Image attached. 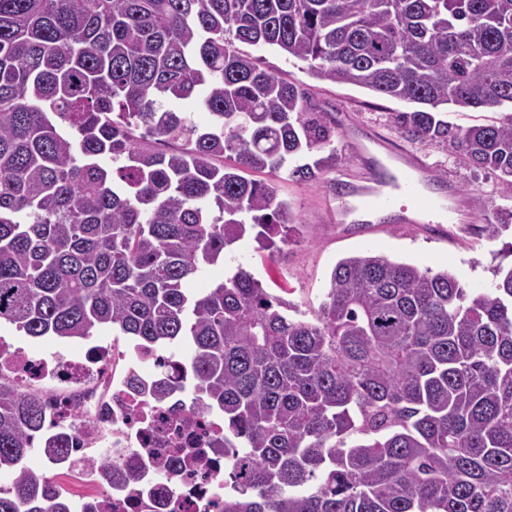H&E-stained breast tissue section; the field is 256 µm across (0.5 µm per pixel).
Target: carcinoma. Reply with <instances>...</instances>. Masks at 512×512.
<instances>
[{"mask_svg": "<svg viewBox=\"0 0 512 512\" xmlns=\"http://www.w3.org/2000/svg\"><path fill=\"white\" fill-rule=\"evenodd\" d=\"M239 43L417 105L392 114L401 135L512 198V114L440 118L512 108V0H0V324L187 344L195 402L224 415L223 512H512V266L476 292L355 254L307 313L243 267L188 288L247 237L289 243L291 205L247 174L336 162L335 120ZM200 86L205 132L164 107ZM509 229L506 207L479 231ZM44 413L0 381V512H74L42 467L69 437L32 462ZM507 112H510V107L477 111L448 108V110H444L441 116L454 127L466 128L474 125H486L493 123L494 121H500Z\"/></svg>", "mask_w": 512, "mask_h": 512, "instance_id": "cac0c4a2", "label": "carcinoma"}]
</instances>
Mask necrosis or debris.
<instances>
[{
	"mask_svg": "<svg viewBox=\"0 0 512 512\" xmlns=\"http://www.w3.org/2000/svg\"><path fill=\"white\" fill-rule=\"evenodd\" d=\"M21 381L46 406L50 433L76 441L65 473L76 500L97 512H220L224 503V417L190 407L192 386L179 360L126 345L92 346L78 357L34 356L12 338L0 337V380ZM165 384V401L153 391ZM108 450L113 466L141 469L140 484L111 487L88 460ZM178 458L168 466V458Z\"/></svg>",
	"mask_w": 512,
	"mask_h": 512,
	"instance_id": "obj_1",
	"label": "necrosis or debris"
}]
</instances>
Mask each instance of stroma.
<instances>
[{"instance_id":"obj_1","label":"stroma","mask_w":512,"mask_h":512,"mask_svg":"<svg viewBox=\"0 0 512 512\" xmlns=\"http://www.w3.org/2000/svg\"><path fill=\"white\" fill-rule=\"evenodd\" d=\"M240 50L255 58L260 68L300 84L319 111L350 113L354 119L350 135L359 137L385 166L399 167L403 153L421 157L432 176L425 182V189L444 197L449 187H456L475 201L476 224H483L485 216L502 205L493 174L471 167L442 146L409 141L396 130L391 113L410 111V104L351 84L317 79L302 62L270 47L244 44ZM360 176V166L341 148L336 151L335 165L316 180L299 181L284 171L256 173V180L272 185L279 199L291 204L298 235L271 255L258 251L253 239L241 241L225 249L223 262L205 269L192 281V288L208 287L225 272L242 266L271 293L305 309L319 304L332 269L351 254L384 255L435 272L447 268L472 290L489 288L495 281L497 265L512 264V235L507 233L495 240L473 233L451 243L422 224H379L364 230L357 224L345 228L329 222V195L349 194Z\"/></svg>"}]
</instances>
